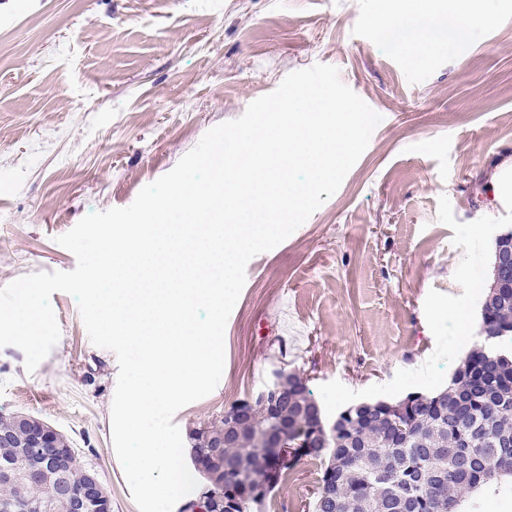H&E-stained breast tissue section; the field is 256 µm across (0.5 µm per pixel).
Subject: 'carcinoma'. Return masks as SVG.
<instances>
[{"label":"carcinoma","mask_w":512,"mask_h":512,"mask_svg":"<svg viewBox=\"0 0 512 512\" xmlns=\"http://www.w3.org/2000/svg\"><path fill=\"white\" fill-rule=\"evenodd\" d=\"M512 229L497 239L493 282L482 308L480 335L453 374L448 387L414 394L411 403L360 402L341 410L334 424L316 434V402L306 380L288 378V395L277 417L288 423V445L312 447L283 460L265 445L273 426L268 408L257 402L250 417L231 423L220 414L194 432L191 460L203 487L229 500L234 512H258L267 497L303 459L317 461L321 476L309 512H477L475 495L484 490L512 495ZM41 419L23 412H0V434L14 435L0 446V502L20 512H71L58 494L55 471L33 486L26 482L32 454L23 447L17 421ZM69 475L81 474V461L61 432L53 447Z\"/></svg>","instance_id":"1"}]
</instances>
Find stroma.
Here are the masks:
<instances>
[{
    "instance_id": "stroma-1",
    "label": "stroma",
    "mask_w": 512,
    "mask_h": 512,
    "mask_svg": "<svg viewBox=\"0 0 512 512\" xmlns=\"http://www.w3.org/2000/svg\"><path fill=\"white\" fill-rule=\"evenodd\" d=\"M483 14L464 47L414 63L380 36L388 0H0V288L73 270L58 236L132 204L289 73L328 64L382 121L337 192L249 261L222 378L173 422L189 436L283 364L329 419L446 387L512 228V200L486 189L512 157V0ZM51 305L61 336L35 371L0 348V411L66 434L112 512H138L111 436L117 358L73 296ZM319 471L301 461L262 512H298Z\"/></svg>"
}]
</instances>
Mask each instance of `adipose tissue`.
<instances>
[{"mask_svg": "<svg viewBox=\"0 0 512 512\" xmlns=\"http://www.w3.org/2000/svg\"><path fill=\"white\" fill-rule=\"evenodd\" d=\"M393 15L397 26H383L380 35L394 48L407 51L413 60H421L438 45H461L470 38L456 26L455 5L429 9L425 0H396Z\"/></svg>", "mask_w": 512, "mask_h": 512, "instance_id": "ef3b65f1", "label": "adipose tissue"}]
</instances>
